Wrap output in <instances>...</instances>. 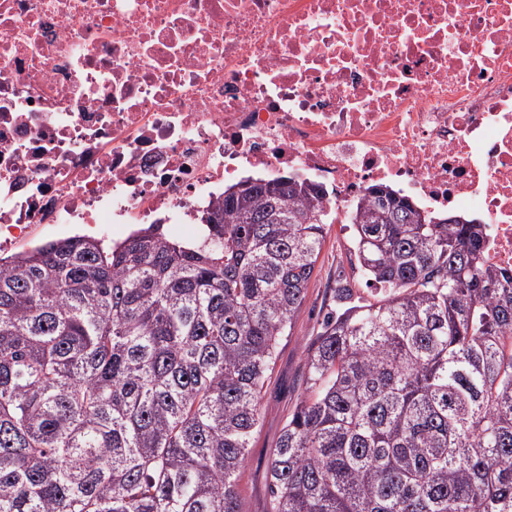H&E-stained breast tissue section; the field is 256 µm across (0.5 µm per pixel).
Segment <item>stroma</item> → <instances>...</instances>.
Wrapping results in <instances>:
<instances>
[{"mask_svg":"<svg viewBox=\"0 0 512 512\" xmlns=\"http://www.w3.org/2000/svg\"><path fill=\"white\" fill-rule=\"evenodd\" d=\"M77 235L92 237L108 245L119 240L108 224H57L33 230L7 246L5 253L10 256ZM351 255L352 231L349 225H328L305 300L294 319L290 335L280 341L272 373L262 390L260 424L252 436L246 464L237 478L240 512H268L271 451L305 390L306 348L314 341L319 323L331 302L336 276L340 270L349 269Z\"/></svg>","mask_w":512,"mask_h":512,"instance_id":"35a3bbf8","label":"stroma"}]
</instances>
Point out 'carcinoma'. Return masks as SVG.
Returning <instances> with one entry per match:
<instances>
[{"label":"carcinoma","mask_w":512,"mask_h":512,"mask_svg":"<svg viewBox=\"0 0 512 512\" xmlns=\"http://www.w3.org/2000/svg\"><path fill=\"white\" fill-rule=\"evenodd\" d=\"M281 175L224 190L198 242L151 224L0 258V512H239L237 474L333 212ZM270 512H512V269L481 222L372 185Z\"/></svg>","instance_id":"cac0c4a2"}]
</instances>
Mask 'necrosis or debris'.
<instances>
[{
    "instance_id": "4bbe7bcc",
    "label": "necrosis or debris",
    "mask_w": 512,
    "mask_h": 512,
    "mask_svg": "<svg viewBox=\"0 0 512 512\" xmlns=\"http://www.w3.org/2000/svg\"><path fill=\"white\" fill-rule=\"evenodd\" d=\"M284 173L479 216L512 268V0H0V232Z\"/></svg>"
}]
</instances>
